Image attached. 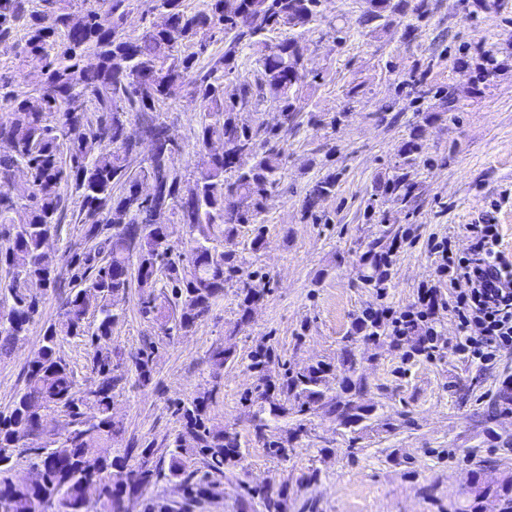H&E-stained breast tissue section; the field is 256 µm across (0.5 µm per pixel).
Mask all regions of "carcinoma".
<instances>
[{"label": "carcinoma", "mask_w": 512, "mask_h": 512, "mask_svg": "<svg viewBox=\"0 0 512 512\" xmlns=\"http://www.w3.org/2000/svg\"><path fill=\"white\" fill-rule=\"evenodd\" d=\"M0 0V43L22 33L16 54L17 69L40 74L39 86L19 94L12 77L0 72V102L11 118L0 121V357L9 355L29 331L42 299L55 288L59 258L46 247L58 235L68 210V196L76 197V221L87 226L88 246L69 258L75 288L62 303L59 318L43 332L42 344L28 365L26 384L11 409L0 413V512H83L86 492L94 490L100 512H114V503L126 489L154 476L147 467L149 449L134 468L128 455H112V445L123 430L112 417V390L121 380L113 372L106 343L119 313L114 302L124 297L132 282L142 292L140 312L166 334L189 331L208 315L224 296L225 283L238 279L243 304L251 305L261 292L254 276L241 272L233 249L237 226L253 224L251 249L263 245L259 217L267 198L283 178L285 135L298 127L303 111L302 89L307 80L305 48L294 38L275 43L266 34L306 28L321 17L322 0H203L191 11L185 0H144L147 12L159 16L140 35L125 33L130 0ZM431 13V0H368L359 23L385 27L393 18L411 17L407 28L416 30ZM228 36L224 54L198 67V55L215 34ZM197 51H192V48ZM256 51L259 68L254 80L235 78L243 48ZM463 65L485 83L501 63L492 50L481 49ZM403 86L418 99H434L446 112L456 102L454 92L427 81V70L413 72ZM189 92L201 106L195 147L220 142L224 150L209 157L191 183V197L180 200L185 176L174 167L169 129L154 112L160 105ZM266 97L282 115L279 126L253 125L240 109L254 97ZM140 122L142 134L153 140L155 153L148 166L133 171L129 157L139 140L128 134L130 117ZM420 131L410 134L392 177L378 180L365 209L376 219L378 203H408L415 183L412 172L421 160ZM336 195V176L317 180L306 199L311 211ZM198 232L185 252H175L176 226ZM376 243L361 256L377 275H366L368 285L383 293L390 251H375ZM95 308L99 322L87 326ZM90 336L96 346L93 368L104 375L99 389L79 394L73 372L60 355L62 336ZM366 341L392 337L384 323L363 311L354 334L343 339L340 364L342 394L329 398L324 386L333 365L320 361L299 370L284 369L279 394L284 402L271 403L274 416L288 414L286 402L299 411L330 407L344 426L356 427L372 409L357 403L364 392L356 372V336ZM272 350L261 346L250 355V368L265 372ZM138 382H151L153 352L130 356ZM63 410L68 435L25 447L23 439L42 427L50 411ZM185 432L169 449V480H191L189 448L210 469L224 471V462L240 456L238 433L213 431L208 425L206 400L197 398L178 408ZM294 433L268 443L267 451L288 458ZM26 448L37 462L40 480L21 486L4 477L12 470L18 448ZM98 465L89 471L87 461Z\"/></svg>", "instance_id": "carcinoma-1"}]
</instances>
